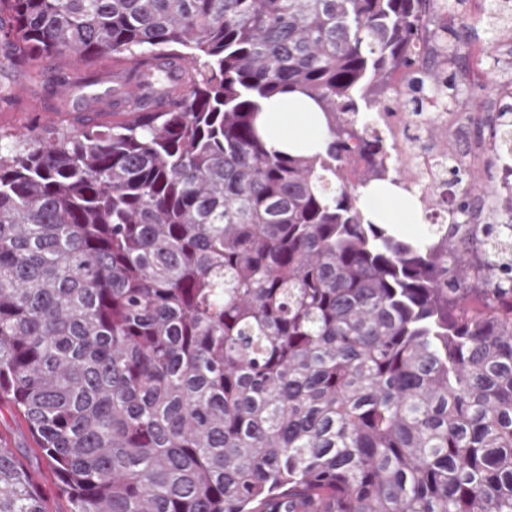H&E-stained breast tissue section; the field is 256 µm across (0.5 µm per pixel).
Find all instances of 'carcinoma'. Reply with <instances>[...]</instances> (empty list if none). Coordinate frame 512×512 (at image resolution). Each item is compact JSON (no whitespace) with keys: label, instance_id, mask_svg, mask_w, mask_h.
Segmentation results:
<instances>
[{"label":"carcinoma","instance_id":"1","mask_svg":"<svg viewBox=\"0 0 512 512\" xmlns=\"http://www.w3.org/2000/svg\"><path fill=\"white\" fill-rule=\"evenodd\" d=\"M7 16H1V12ZM449 0H0V54L127 62L121 109L0 132V403L70 512H512V187L423 241L365 220L408 190L359 104L439 133ZM331 140L289 156L259 101ZM483 171H512V104ZM0 446V512H50ZM256 127L269 148L289 155L324 152L330 141L321 108L300 93L277 94L264 100Z\"/></svg>","mask_w":512,"mask_h":512}]
</instances>
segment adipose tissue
<instances>
[{
	"label": "adipose tissue",
	"instance_id": "adipose-tissue-1",
	"mask_svg": "<svg viewBox=\"0 0 512 512\" xmlns=\"http://www.w3.org/2000/svg\"><path fill=\"white\" fill-rule=\"evenodd\" d=\"M256 127L269 148L289 155L322 152L330 140L321 108L299 93L278 94L264 100ZM361 203L368 221L387 225L414 239L424 237L422 211L415 197L389 182L369 185L363 191Z\"/></svg>",
	"mask_w": 512,
	"mask_h": 512
}]
</instances>
